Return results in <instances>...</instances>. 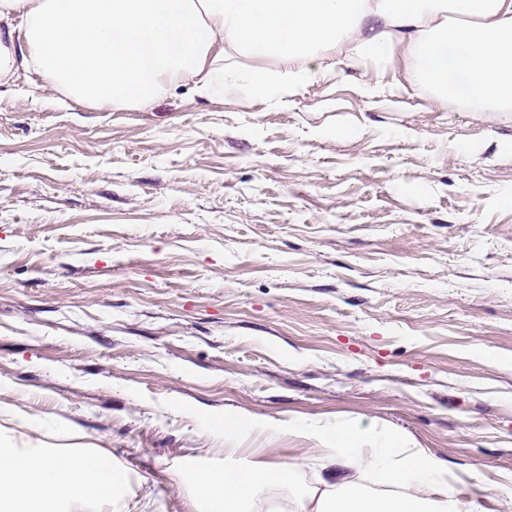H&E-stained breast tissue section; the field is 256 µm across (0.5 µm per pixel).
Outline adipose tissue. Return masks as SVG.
Segmentation results:
<instances>
[{
    "label": "adipose tissue",
    "instance_id": "ef3b65f1",
    "mask_svg": "<svg viewBox=\"0 0 512 512\" xmlns=\"http://www.w3.org/2000/svg\"><path fill=\"white\" fill-rule=\"evenodd\" d=\"M400 44L410 86L443 99L463 92L478 112L512 101V0H0V80L30 68L90 105L145 107L190 83L222 98L279 99L286 82L259 60L298 59L301 81L337 50L378 60ZM231 53L249 67H225ZM287 431L319 449L180 474L196 512H252L278 488L289 512H481L459 498L447 465L404 438L352 422ZM310 466L327 470L323 488L292 492ZM367 482L381 493H366ZM124 484L122 469L88 449L0 448V512H106Z\"/></svg>",
    "mask_w": 512,
    "mask_h": 512
}]
</instances>
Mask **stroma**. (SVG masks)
<instances>
[{
	"label": "stroma",
	"instance_id": "1",
	"mask_svg": "<svg viewBox=\"0 0 512 512\" xmlns=\"http://www.w3.org/2000/svg\"><path fill=\"white\" fill-rule=\"evenodd\" d=\"M405 65L340 51L279 100L141 109L1 81L0 445L111 459L112 512H194L196 460L355 420L512 512V104ZM239 414L275 438L225 435Z\"/></svg>",
	"mask_w": 512,
	"mask_h": 512
}]
</instances>
